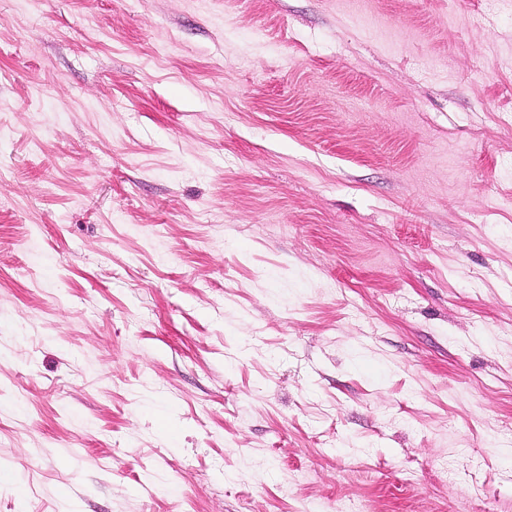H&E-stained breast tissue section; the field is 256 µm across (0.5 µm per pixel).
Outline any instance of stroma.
I'll return each mask as SVG.
<instances>
[{
    "mask_svg": "<svg viewBox=\"0 0 512 512\" xmlns=\"http://www.w3.org/2000/svg\"><path fill=\"white\" fill-rule=\"evenodd\" d=\"M0 512H512V9L0 0Z\"/></svg>",
    "mask_w": 512,
    "mask_h": 512,
    "instance_id": "obj_1",
    "label": "stroma"
}]
</instances>
